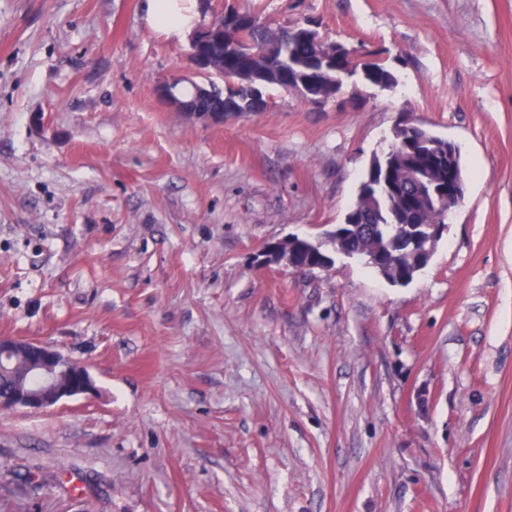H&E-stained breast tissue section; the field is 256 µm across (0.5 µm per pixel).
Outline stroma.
<instances>
[{
  "instance_id": "obj_1",
  "label": "stroma",
  "mask_w": 512,
  "mask_h": 512,
  "mask_svg": "<svg viewBox=\"0 0 512 512\" xmlns=\"http://www.w3.org/2000/svg\"><path fill=\"white\" fill-rule=\"evenodd\" d=\"M379 49L389 90L188 119L145 0H0V336L92 396L0 410V512H512V0H214ZM465 198L394 286L264 264L342 223L400 120ZM175 80L163 82L157 88L159 97L164 100L169 106L183 112L184 115L194 121H201L211 124H224V120L228 118H240L248 112H229L228 109L219 112H206L198 109H194L189 104L176 97L173 93V85Z\"/></svg>"
}]
</instances>
